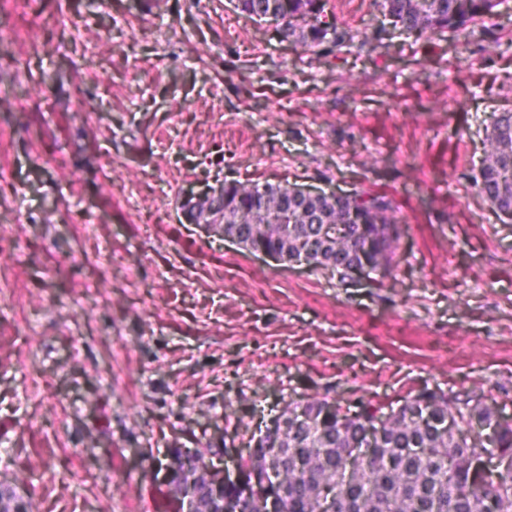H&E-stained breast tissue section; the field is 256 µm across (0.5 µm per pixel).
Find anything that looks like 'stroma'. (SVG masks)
Segmentation results:
<instances>
[{"label": "stroma", "mask_w": 512, "mask_h": 512, "mask_svg": "<svg viewBox=\"0 0 512 512\" xmlns=\"http://www.w3.org/2000/svg\"><path fill=\"white\" fill-rule=\"evenodd\" d=\"M324 3L351 45L234 0H0L31 31L0 54V479L33 512H155L175 449L247 468L261 419L314 398L426 388L512 418V222L473 181L512 111V0L421 39ZM227 181L387 197V275L276 263L182 214Z\"/></svg>", "instance_id": "1"}]
</instances>
